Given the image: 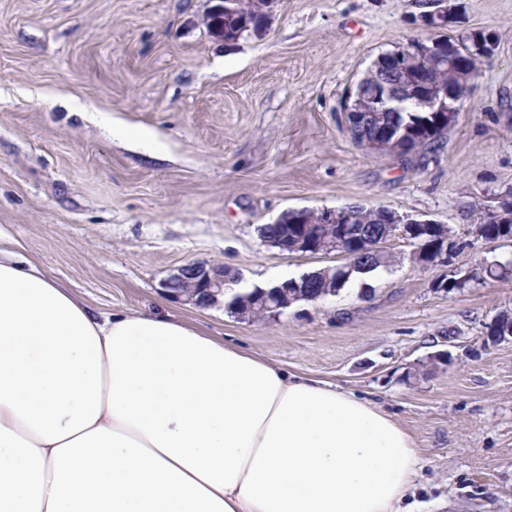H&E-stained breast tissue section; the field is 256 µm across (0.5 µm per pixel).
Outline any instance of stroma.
<instances>
[{
    "instance_id": "obj_1",
    "label": "stroma",
    "mask_w": 512,
    "mask_h": 512,
    "mask_svg": "<svg viewBox=\"0 0 512 512\" xmlns=\"http://www.w3.org/2000/svg\"><path fill=\"white\" fill-rule=\"evenodd\" d=\"M446 3L449 38L497 46L444 136L399 156L358 146L343 106L379 54L427 38L425 0H277L261 35L231 45L209 0H0V246L94 312L170 315L372 401L419 450L420 512H512V341L485 338L512 282L434 286L512 257L461 219L512 191V0ZM349 204L449 225L461 250L425 267L392 238L388 268L263 323L161 287L192 260L251 283L335 265L258 228Z\"/></svg>"
}]
</instances>
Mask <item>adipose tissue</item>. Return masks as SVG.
<instances>
[{"mask_svg": "<svg viewBox=\"0 0 512 512\" xmlns=\"http://www.w3.org/2000/svg\"><path fill=\"white\" fill-rule=\"evenodd\" d=\"M417 463L369 401L0 251V512H399Z\"/></svg>", "mask_w": 512, "mask_h": 512, "instance_id": "obj_1", "label": "adipose tissue"}]
</instances>
